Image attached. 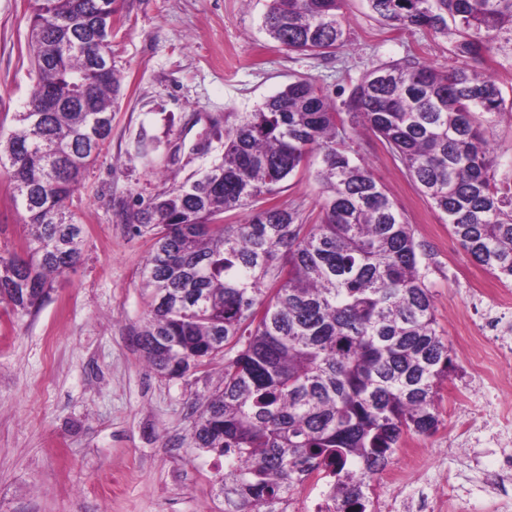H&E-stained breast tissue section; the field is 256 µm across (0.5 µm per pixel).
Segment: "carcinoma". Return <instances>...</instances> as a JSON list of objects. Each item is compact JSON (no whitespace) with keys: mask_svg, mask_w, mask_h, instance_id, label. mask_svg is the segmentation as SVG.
Segmentation results:
<instances>
[{"mask_svg":"<svg viewBox=\"0 0 512 512\" xmlns=\"http://www.w3.org/2000/svg\"><path fill=\"white\" fill-rule=\"evenodd\" d=\"M345 0H269L275 42L315 58L349 47ZM116 0H31L36 76L18 127L0 135V174L28 214L25 256H0V304L29 314L80 259L82 225L68 207L112 135ZM400 29L452 38L461 64L439 70L409 56L372 66L348 98L300 77L211 138L220 158L129 207L122 222L154 239L143 270L149 304L134 335L149 366L184 377L224 359L222 387L204 398L195 447L224 458L227 512H275L314 471L330 477L335 512H370L371 476L409 434L440 419L437 388L453 368L437 331L425 246L354 149L371 130L467 253L512 278V186L496 179L488 135L506 111L486 61L512 51V0H368ZM61 105L43 111V92ZM320 159L315 222L276 197ZM249 209L242 224L224 214Z\"/></svg>","mask_w":512,"mask_h":512,"instance_id":"1","label":"carcinoma"}]
</instances>
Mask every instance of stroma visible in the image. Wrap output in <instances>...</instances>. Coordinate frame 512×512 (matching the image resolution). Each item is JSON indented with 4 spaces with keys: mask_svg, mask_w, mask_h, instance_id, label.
<instances>
[{
    "mask_svg": "<svg viewBox=\"0 0 512 512\" xmlns=\"http://www.w3.org/2000/svg\"><path fill=\"white\" fill-rule=\"evenodd\" d=\"M28 0H0V132L17 126L34 82ZM266 0H118L112 65L121 96L104 154L83 174L70 208L83 229L82 258L56 278L49 300L16 317L0 305V512H224V462L196 448L194 402L219 387L223 362L184 378L150 369L133 334L147 311L141 272L153 240L117 217L203 170L195 147L209 118L233 120L299 76L345 99L373 64L413 54L457 65L449 41L377 19L347 0L351 47L327 59L288 51L262 26ZM151 159L137 150L141 137ZM358 142L376 179L428 254L427 281L455 369L438 391L442 424L413 436L425 478L451 483L460 512H501L483 476L499 451L494 416L512 406V358L479 336L486 318L512 324V281L477 264L377 137ZM181 148V163L164 155ZM314 168L289 178L279 204L316 217ZM28 218L0 177V255L20 252Z\"/></svg>",
    "mask_w": 512,
    "mask_h": 512,
    "instance_id": "35a3bbf8",
    "label": "stroma"
}]
</instances>
